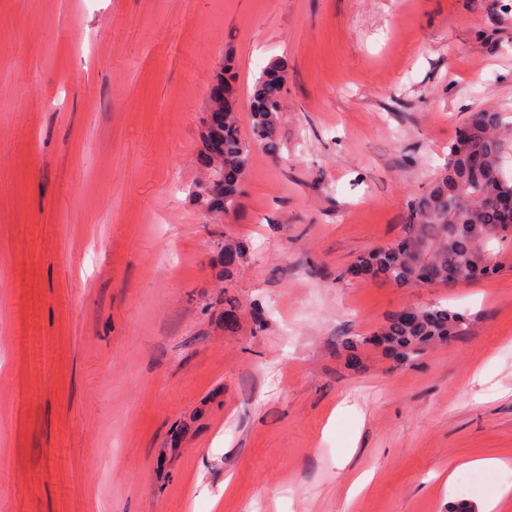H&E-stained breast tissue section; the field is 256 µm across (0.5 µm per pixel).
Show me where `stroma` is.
I'll return each mask as SVG.
<instances>
[{
	"label": "stroma",
	"instance_id": "35a3bbf8",
	"mask_svg": "<svg viewBox=\"0 0 512 512\" xmlns=\"http://www.w3.org/2000/svg\"><path fill=\"white\" fill-rule=\"evenodd\" d=\"M287 65L279 154L198 195L209 89ZM512 105L501 0H0V512H459L512 462V260L352 276L471 112ZM245 257L224 266V246ZM439 303L463 335L348 366Z\"/></svg>",
	"mask_w": 512,
	"mask_h": 512
}]
</instances>
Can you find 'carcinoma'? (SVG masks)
<instances>
[{
    "mask_svg": "<svg viewBox=\"0 0 512 512\" xmlns=\"http://www.w3.org/2000/svg\"><path fill=\"white\" fill-rule=\"evenodd\" d=\"M285 86V63L270 62L253 87L250 134L242 135L236 116L205 131L204 143L216 139L223 145L219 160L207 151L202 157L210 169L206 202L236 209L254 147L276 149ZM507 117L505 109L495 107L472 113L448 143L445 165L426 191L410 200L403 235L357 258L351 273L399 287L421 281L451 287L495 275L512 248V233L506 234L512 214L498 206V200L512 196V121ZM468 322L467 312L442 304L415 306L412 315L394 312L373 335L352 337L344 347L352 364L367 343L383 347L398 361L412 362L427 347L460 335Z\"/></svg>",
    "mask_w": 512,
    "mask_h": 512,
    "instance_id": "1",
    "label": "carcinoma"
}]
</instances>
